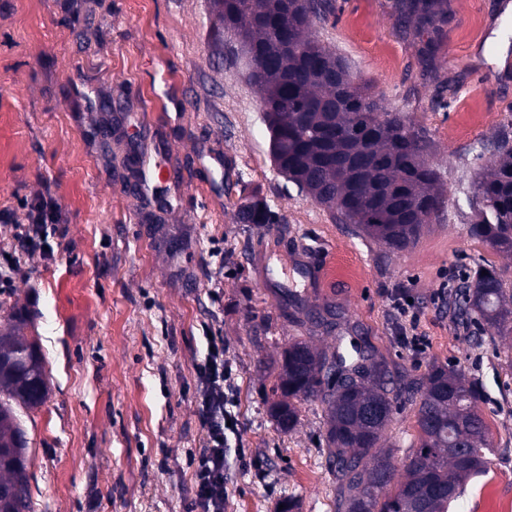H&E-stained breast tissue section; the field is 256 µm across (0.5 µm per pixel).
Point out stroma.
<instances>
[{"mask_svg": "<svg viewBox=\"0 0 512 512\" xmlns=\"http://www.w3.org/2000/svg\"><path fill=\"white\" fill-rule=\"evenodd\" d=\"M392 3L335 0L312 31L433 143L447 218L398 253L278 171L259 95L233 63L236 44L215 42L209 0H0V248L14 249L21 201L50 193L62 214L53 256L17 251L13 285L0 288V332L37 341L48 377L45 404L21 417L32 512H190L205 322L235 386L224 512H334L322 403L298 401L287 433L270 413L300 333L285 310L327 304L391 367L417 377L454 363L478 386L493 450L450 512H512V334L475 345L436 299L480 258L512 276V259L469 237L464 196L480 152L512 135V46L494 40L512 15L499 0H451L433 76ZM132 150L174 180L139 191ZM243 196L283 223H239ZM297 266L316 269L311 286L263 285ZM400 293L421 314V351L401 338ZM417 443L402 405L384 432L397 477Z\"/></svg>", "mask_w": 512, "mask_h": 512, "instance_id": "stroma-1", "label": "stroma"}]
</instances>
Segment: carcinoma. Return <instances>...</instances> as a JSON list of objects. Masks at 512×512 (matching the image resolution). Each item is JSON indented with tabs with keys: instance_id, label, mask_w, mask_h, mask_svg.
Instances as JSON below:
<instances>
[{
	"instance_id": "1",
	"label": "carcinoma",
	"mask_w": 512,
	"mask_h": 512,
	"mask_svg": "<svg viewBox=\"0 0 512 512\" xmlns=\"http://www.w3.org/2000/svg\"><path fill=\"white\" fill-rule=\"evenodd\" d=\"M223 34L238 39L240 63L261 93L274 164L341 224L393 251L414 247L428 224L442 221L441 176L428 159L430 142L403 112L387 110L348 64L324 48L313 20L334 11L333 0H219ZM395 24L422 40L420 55L434 67L452 14L448 0H395ZM474 214L470 237L512 254V146L503 135L487 173L465 193ZM243 224H279L271 207L248 197L237 204ZM455 319L484 337L512 327V289L505 272L477 262L454 292ZM309 322L336 332V348L295 339L283 352L273 392L274 417L284 430L297 422L284 398L313 396L326 407L325 442L336 479L335 512H448L462 479L480 473L492 452L485 420L475 410L477 387L448 365L432 364L420 377L396 383L388 363L367 347L340 351L353 330L327 307L304 312ZM48 379L35 342L0 334V512H30L29 441L20 411L44 404ZM416 406L420 446L391 490L392 455L379 450L397 404Z\"/></svg>"
}]
</instances>
